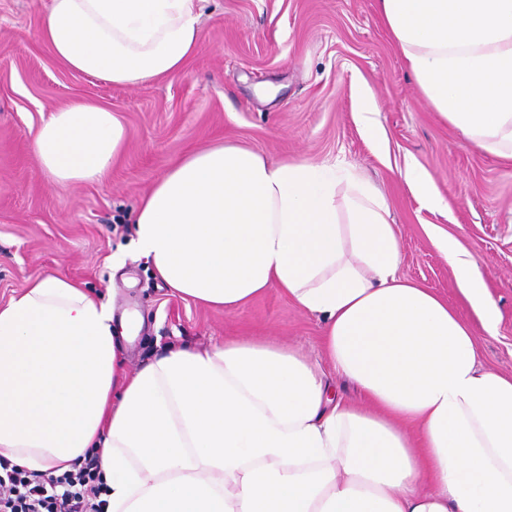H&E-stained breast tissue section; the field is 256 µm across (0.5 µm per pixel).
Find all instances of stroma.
I'll use <instances>...</instances> for the list:
<instances>
[{
    "mask_svg": "<svg viewBox=\"0 0 512 512\" xmlns=\"http://www.w3.org/2000/svg\"><path fill=\"white\" fill-rule=\"evenodd\" d=\"M47 0H0V304L57 272L137 310L123 342L127 372L172 348L268 342L322 363L321 324L269 291L224 311L172 292L132 246L140 197L187 153L234 141L269 161L336 166L386 200L401 249L398 274L433 288L471 326L479 321L436 245L453 238L486 273L498 333L479 336L483 365L512 374V159L473 147L422 96L377 0H209L204 40L187 71L115 87L60 65L39 39ZM376 100L382 141L362 131L352 86ZM87 98L123 119L122 155L100 180L56 185L32 142L51 112ZM426 171L443 199L426 205L405 180ZM126 256L113 268L115 252Z\"/></svg>",
    "mask_w": 512,
    "mask_h": 512,
    "instance_id": "35a3bbf8",
    "label": "stroma"
}]
</instances>
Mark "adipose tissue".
I'll return each mask as SVG.
<instances>
[{
	"label": "adipose tissue",
	"instance_id": "1",
	"mask_svg": "<svg viewBox=\"0 0 512 512\" xmlns=\"http://www.w3.org/2000/svg\"><path fill=\"white\" fill-rule=\"evenodd\" d=\"M206 0H49L39 37L69 71L133 87L186 72ZM435 112L512 159V0H378ZM125 147L112 110L78 99L33 141L59 185ZM385 199L316 162L235 143L194 151L134 212V247L183 298L231 311L275 289L322 323L323 356L231 341L125 373L109 303L39 274L0 304V461L62 474L98 455L106 512H512V375L430 288L400 278ZM437 246L486 335L485 273ZM418 425L409 435L404 423Z\"/></svg>",
	"mask_w": 512,
	"mask_h": 512
}]
</instances>
